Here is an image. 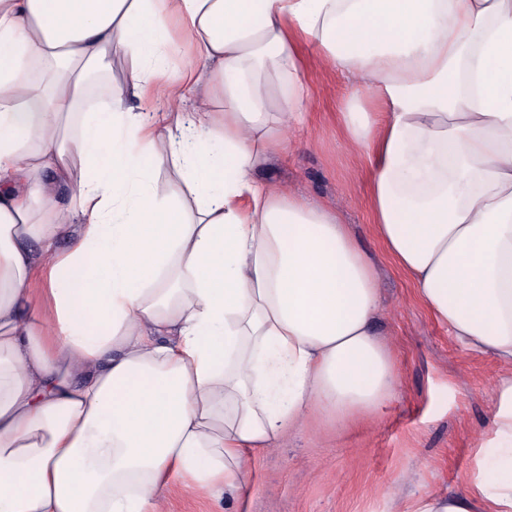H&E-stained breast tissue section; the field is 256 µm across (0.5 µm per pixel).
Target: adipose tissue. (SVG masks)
Masks as SVG:
<instances>
[{
    "label": "adipose tissue",
    "mask_w": 512,
    "mask_h": 512,
    "mask_svg": "<svg viewBox=\"0 0 512 512\" xmlns=\"http://www.w3.org/2000/svg\"><path fill=\"white\" fill-rule=\"evenodd\" d=\"M307 50L357 79L344 127L387 253L504 367L465 490L415 512H512V0H0V512L230 497L314 410L392 397L371 264L253 176L306 110ZM112 54L131 69L81 111Z\"/></svg>",
    "instance_id": "1"
}]
</instances>
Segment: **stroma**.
Listing matches in <instances>:
<instances>
[{
  "label": "stroma",
  "mask_w": 512,
  "mask_h": 512,
  "mask_svg": "<svg viewBox=\"0 0 512 512\" xmlns=\"http://www.w3.org/2000/svg\"><path fill=\"white\" fill-rule=\"evenodd\" d=\"M310 96L301 126L285 133L290 149L254 176L339 210L380 283L374 327L398 371L393 399L378 413L346 423L314 414L273 448L256 453L247 485L223 503L173 486L164 512H411L437 496L462 492L472 455L492 418L490 392L500 364L462 348L421 302L374 233L364 152L341 122L349 83L318 55L301 73Z\"/></svg>",
  "instance_id": "35a3bbf8"
}]
</instances>
